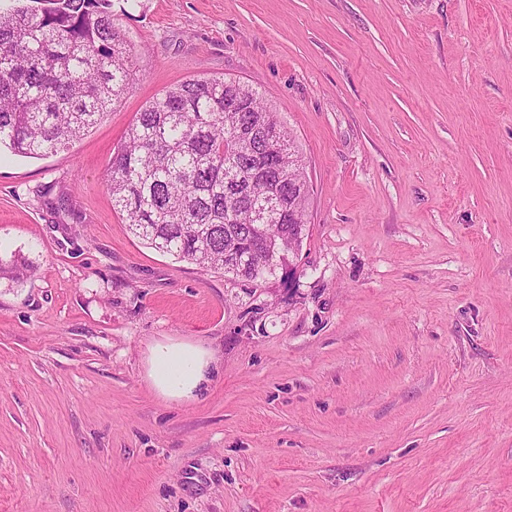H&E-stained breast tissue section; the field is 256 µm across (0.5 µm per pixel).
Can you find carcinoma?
<instances>
[{
	"label": "carcinoma",
	"mask_w": 512,
	"mask_h": 512,
	"mask_svg": "<svg viewBox=\"0 0 512 512\" xmlns=\"http://www.w3.org/2000/svg\"><path fill=\"white\" fill-rule=\"evenodd\" d=\"M110 2L0 6V147L29 158L56 153L125 94L134 53ZM106 187L145 244L252 282L293 264L307 231L310 191L295 139L256 88L231 78H189L147 102L112 153ZM270 199L271 242L251 220ZM233 243L246 265L228 264ZM29 272L0 256V276Z\"/></svg>",
	"instance_id": "cac0c4a2"
}]
</instances>
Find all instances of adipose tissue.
Segmentation results:
<instances>
[{"label":"adipose tissue","instance_id":"adipose-tissue-1","mask_svg":"<svg viewBox=\"0 0 512 512\" xmlns=\"http://www.w3.org/2000/svg\"><path fill=\"white\" fill-rule=\"evenodd\" d=\"M212 354L203 346L183 341L152 345L147 376L153 389L166 399L191 401L209 381Z\"/></svg>","mask_w":512,"mask_h":512}]
</instances>
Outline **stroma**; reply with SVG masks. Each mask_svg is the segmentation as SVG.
Here are the masks:
<instances>
[{"instance_id": "35a3bbf8", "label": "stroma", "mask_w": 512, "mask_h": 512, "mask_svg": "<svg viewBox=\"0 0 512 512\" xmlns=\"http://www.w3.org/2000/svg\"><path fill=\"white\" fill-rule=\"evenodd\" d=\"M136 78L43 158L0 150V512H512V0H112ZM236 78L306 162L294 274L143 244L135 112ZM208 349L193 401L150 347ZM212 354L199 344L157 342L149 349L147 376L153 389L166 399L192 401L209 381Z\"/></svg>"}]
</instances>
